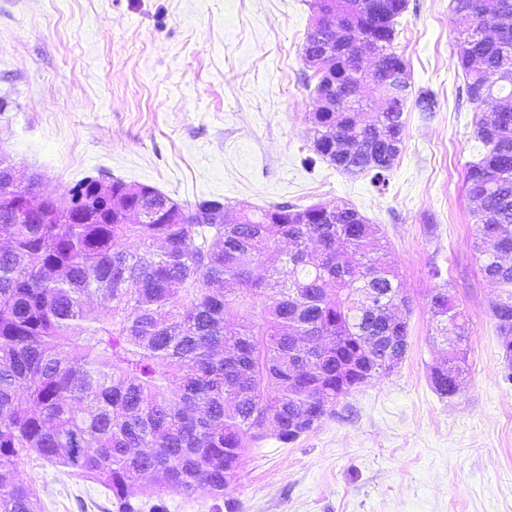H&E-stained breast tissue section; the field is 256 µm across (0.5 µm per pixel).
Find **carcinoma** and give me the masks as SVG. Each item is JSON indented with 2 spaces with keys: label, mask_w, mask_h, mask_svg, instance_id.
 Here are the masks:
<instances>
[{
  "label": "carcinoma",
  "mask_w": 512,
  "mask_h": 512,
  "mask_svg": "<svg viewBox=\"0 0 512 512\" xmlns=\"http://www.w3.org/2000/svg\"><path fill=\"white\" fill-rule=\"evenodd\" d=\"M408 0H312L336 14L327 40L308 29L303 60L336 67V106L314 112L313 151L351 176L388 182L412 95L394 47ZM490 34L456 32L470 103L496 100L476 118L485 154L465 183L477 224V259L498 290L493 312L512 362V0H451ZM360 41L379 50L367 82L385 107L360 119ZM400 76L391 88L382 74ZM13 167L0 157V512H42L16 469L31 455L89 478L117 512H136L133 489L221 499L235 488L245 449L268 436L295 442L336 415L368 383L353 369L387 364L391 339L407 352L409 307L387 238L343 200L258 210L219 200L179 203L157 189L110 180L112 194L144 213L137 224L100 206L87 177L71 189L86 222L48 203L27 216ZM261 264L266 275L256 277ZM106 306L96 312L93 299ZM436 335L456 350L464 313L440 285L430 298ZM440 398L455 389L429 374Z\"/></svg>",
  "instance_id": "cac0c4a2"
}]
</instances>
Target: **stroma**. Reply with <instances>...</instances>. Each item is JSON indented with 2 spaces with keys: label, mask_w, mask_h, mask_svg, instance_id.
Returning a JSON list of instances; mask_svg holds the SVG:
<instances>
[{
  "label": "stroma",
  "mask_w": 512,
  "mask_h": 512,
  "mask_svg": "<svg viewBox=\"0 0 512 512\" xmlns=\"http://www.w3.org/2000/svg\"><path fill=\"white\" fill-rule=\"evenodd\" d=\"M450 3L408 0L400 18L396 51L436 108L408 104L379 189L313 151L317 79L301 58L311 0H0V148L58 204L86 177L247 210L341 198L389 239L411 298L402 363L296 442L248 449L233 512H512V381L465 186L484 147ZM442 283L469 329L463 385L444 399L428 381L446 350L429 307ZM18 477L42 512H114L101 486L43 460Z\"/></svg>",
  "instance_id": "stroma-1"
}]
</instances>
